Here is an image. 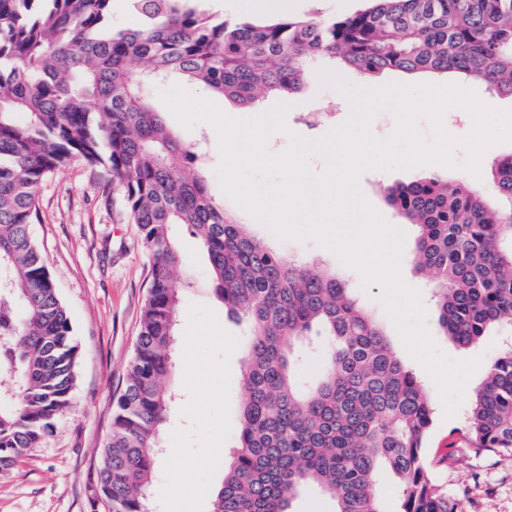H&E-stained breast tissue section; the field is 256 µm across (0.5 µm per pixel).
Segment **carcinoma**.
Returning a JSON list of instances; mask_svg holds the SVG:
<instances>
[{"label": "carcinoma", "instance_id": "cac0c4a2", "mask_svg": "<svg viewBox=\"0 0 512 512\" xmlns=\"http://www.w3.org/2000/svg\"><path fill=\"white\" fill-rule=\"evenodd\" d=\"M114 0H0V467L52 433L69 406L78 345L31 231L42 180L74 161L104 167L124 193L150 257L133 357L101 450L109 512H144L175 393V327L185 284L171 227L209 262L212 292L248 325L241 428L213 512H292L309 486L335 512H385L379 478L397 479L398 512H454L424 457L434 408L376 317L347 283L250 234L224 213L197 153L146 93L180 76L250 106L301 92L312 64L364 75H457L512 97V0H373L345 18L223 20L194 0H125L134 26L112 28ZM25 121H18V115ZM495 198L425 176L384 199L418 227L413 262L429 277L438 326L461 347L512 327V154L493 162ZM322 343L318 373L300 344ZM461 453L512 455V349L486 371Z\"/></svg>", "mask_w": 512, "mask_h": 512}]
</instances>
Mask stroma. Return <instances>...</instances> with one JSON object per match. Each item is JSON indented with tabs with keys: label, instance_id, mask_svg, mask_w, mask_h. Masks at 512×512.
Wrapping results in <instances>:
<instances>
[{
	"label": "stroma",
	"instance_id": "1",
	"mask_svg": "<svg viewBox=\"0 0 512 512\" xmlns=\"http://www.w3.org/2000/svg\"><path fill=\"white\" fill-rule=\"evenodd\" d=\"M368 0H289L287 18L312 15L345 17L367 8ZM272 93L255 106L228 97L218 105L234 117H251L284 100ZM292 106L286 122L299 135L300 112H337L349 106L335 91L311 81L304 91L286 98ZM167 124L179 138L199 151L201 172L218 203L237 223L269 245L277 240L265 227L239 209L222 192L215 168L219 162L213 129L205 124L186 129L174 117ZM422 169L407 172L372 171L363 175L361 190L391 224L404 228L408 239L401 262L408 285L421 294L426 312H433L427 280L412 263L414 225L384 201L382 189L423 177ZM41 220L32 235L42 248L69 313L78 345L77 381L71 403L56 419L51 434L29 449L13 466L0 469V512H104L94 485L101 464L100 449L107 436L112 409L133 355L138 322L147 298L149 256L136 225L130 224L121 189L105 169L75 161L47 176L38 191ZM180 250V278L190 280L178 325L175 366L167 383L176 393L164 430L165 451L152 477L147 512H212L224 478V456L234 446L240 428V376L247 345V326L230 319L211 290L206 258L184 225L172 229ZM286 250L302 259L316 258L346 280L360 303L376 316L407 369L435 391L431 377L408 355L377 298L379 285L362 290L358 275L313 241L289 242ZM431 336L449 358L479 359L469 378L466 397H473L486 370L512 344V333L488 332L477 346H455L428 322ZM433 426L425 455L427 469L454 503L457 512H512V456H461L444 460L450 433L460 428L465 411L444 416L435 401Z\"/></svg>",
	"mask_w": 512,
	"mask_h": 512
}]
</instances>
